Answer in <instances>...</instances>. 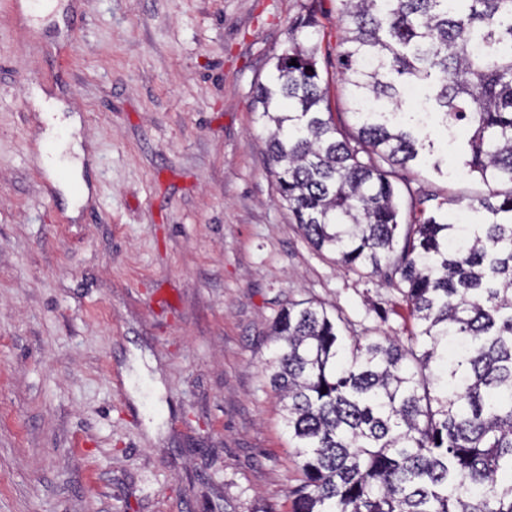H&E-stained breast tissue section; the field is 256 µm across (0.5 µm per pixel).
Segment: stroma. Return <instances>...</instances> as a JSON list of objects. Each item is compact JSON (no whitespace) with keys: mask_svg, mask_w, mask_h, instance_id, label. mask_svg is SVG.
<instances>
[{"mask_svg":"<svg viewBox=\"0 0 512 512\" xmlns=\"http://www.w3.org/2000/svg\"><path fill=\"white\" fill-rule=\"evenodd\" d=\"M0 0V512H291L302 473L271 388L288 299L409 336L395 288L302 236L254 110L311 30L334 120L336 0H52L22 27ZM87 162L41 164L45 105ZM399 170L458 222L475 177L438 124Z\"/></svg>","mask_w":512,"mask_h":512,"instance_id":"1","label":"stroma"}]
</instances>
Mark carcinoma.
<instances>
[{
    "mask_svg": "<svg viewBox=\"0 0 512 512\" xmlns=\"http://www.w3.org/2000/svg\"><path fill=\"white\" fill-rule=\"evenodd\" d=\"M337 2L355 127L324 111L310 15L255 103L303 236L396 284L416 328L360 336L309 299L275 318L269 384L303 475L292 512H512V0ZM409 85L489 187L468 198L473 224L401 223L397 169L433 149Z\"/></svg>",
    "mask_w": 512,
    "mask_h": 512,
    "instance_id": "obj_1",
    "label": "carcinoma"
}]
</instances>
